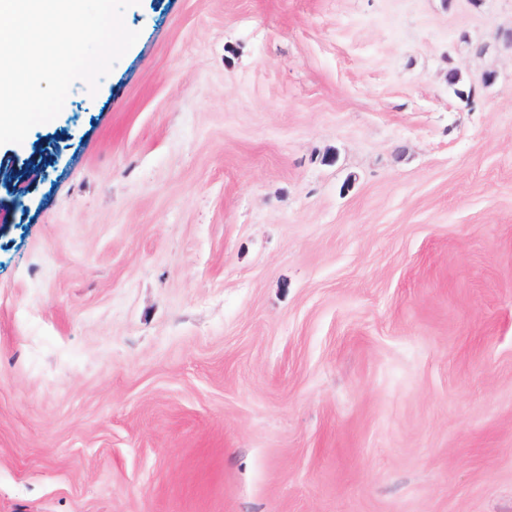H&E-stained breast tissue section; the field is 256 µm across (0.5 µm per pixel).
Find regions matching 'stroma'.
Masks as SVG:
<instances>
[{
	"label": "stroma",
	"mask_w": 512,
	"mask_h": 512,
	"mask_svg": "<svg viewBox=\"0 0 512 512\" xmlns=\"http://www.w3.org/2000/svg\"><path fill=\"white\" fill-rule=\"evenodd\" d=\"M124 17L0 146V512H512V0Z\"/></svg>",
	"instance_id": "stroma-1"
}]
</instances>
